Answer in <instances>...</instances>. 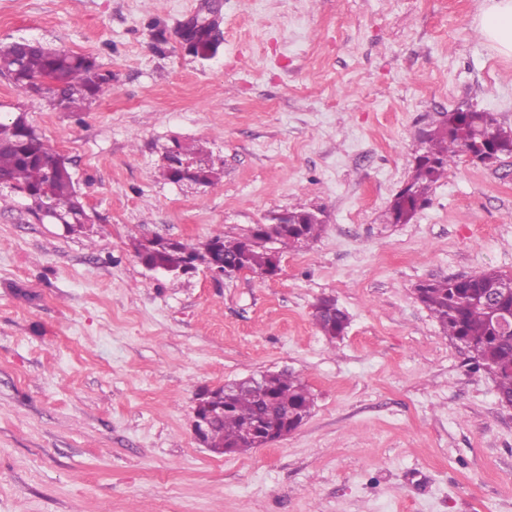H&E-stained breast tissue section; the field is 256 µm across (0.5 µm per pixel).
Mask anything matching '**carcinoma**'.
Returning <instances> with one entry per match:
<instances>
[{
    "instance_id": "1",
    "label": "carcinoma",
    "mask_w": 512,
    "mask_h": 512,
    "mask_svg": "<svg viewBox=\"0 0 512 512\" xmlns=\"http://www.w3.org/2000/svg\"><path fill=\"white\" fill-rule=\"evenodd\" d=\"M3 66L0 76L24 94L26 84L38 79L48 80L45 94L53 102L61 101L71 111L80 102L104 95L112 78L102 73L96 59L83 54L56 49L46 45L28 48L20 42L0 47ZM472 120L462 126L456 123L454 112L444 118L428 134V146L423 157L417 159L412 176L415 196L396 195L387 211L390 224H405L426 203L431 187L448 175V167L461 156L462 144L473 133L492 128L503 151L512 153V129H507L489 112L473 111ZM58 157L54 148L42 138L32 139L14 121L0 122V187H8L31 201V211L41 212L45 206L73 224L71 233L80 234V225L74 223L83 207L81 195L75 187L69 168L51 171ZM324 224H254L250 232L238 238L213 237L224 263L249 266L253 271L263 269L266 254L261 245V234L274 236L282 248L297 247L316 239ZM136 256L149 263L170 268L180 267L190 255L199 250L179 242L158 254H147L134 244ZM502 278L496 271L470 276L432 280L422 284L418 299L427 307L450 339L464 345L471 354L473 368L498 378L499 400L512 401V335L499 334L493 325L487 307L482 303L483 290ZM320 331L331 339L344 334L349 324L347 312L337 307L322 313H313ZM313 395L297 376L291 373H271L259 391L240 390L224 393V414L212 427L210 440L215 446L233 448L244 453L253 448L241 432L248 423L259 422L265 431H280L286 421L304 420L313 406Z\"/></svg>"
}]
</instances>
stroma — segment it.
<instances>
[{
  "label": "stroma",
  "instance_id": "stroma-1",
  "mask_svg": "<svg viewBox=\"0 0 512 512\" xmlns=\"http://www.w3.org/2000/svg\"><path fill=\"white\" fill-rule=\"evenodd\" d=\"M200 2L0 0V46L112 73L77 112L0 77V120L25 113L93 219L68 235L0 205V512H512V408L416 295L512 276V154L459 161L409 223L386 221L443 113L512 128L484 0H216L206 59L176 34ZM176 141L216 186L164 178ZM300 208L324 230L273 279L155 275L134 253ZM325 296L350 317L333 341L312 317ZM281 371L314 397L296 431L234 456L196 441L201 388Z\"/></svg>",
  "mask_w": 512,
  "mask_h": 512
}]
</instances>
